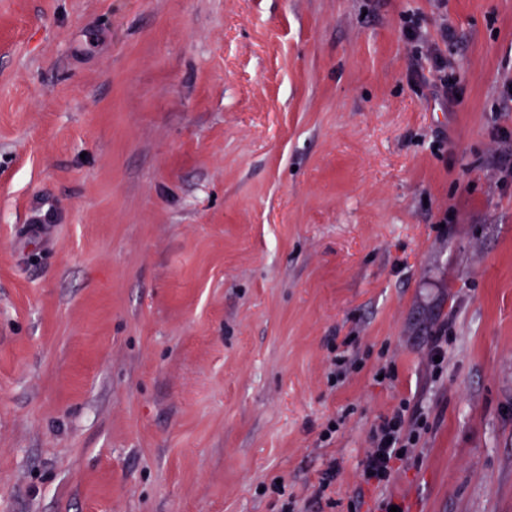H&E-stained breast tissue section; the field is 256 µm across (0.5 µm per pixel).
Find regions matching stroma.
I'll return each mask as SVG.
<instances>
[{"instance_id":"35a3bbf8","label":"stroma","mask_w":512,"mask_h":512,"mask_svg":"<svg viewBox=\"0 0 512 512\" xmlns=\"http://www.w3.org/2000/svg\"><path fill=\"white\" fill-rule=\"evenodd\" d=\"M511 80L512 0H0V512H512ZM405 24L403 32L406 39L415 45V54L418 58L420 49L424 46L427 47L425 53V60L430 62L429 72L433 75V86L441 93L446 104L453 101H457L456 90H455V78L452 75H448L446 63L444 61L442 52L439 46L435 43H429L424 33L422 32L418 22L412 20L409 14L404 16ZM422 46V47H421ZM453 80V83H450ZM403 402L390 416L381 418L371 432V450L364 462V483L378 487L389 480L397 461H402L408 448H414L419 438L416 433L417 418L408 414Z\"/></svg>"}]
</instances>
